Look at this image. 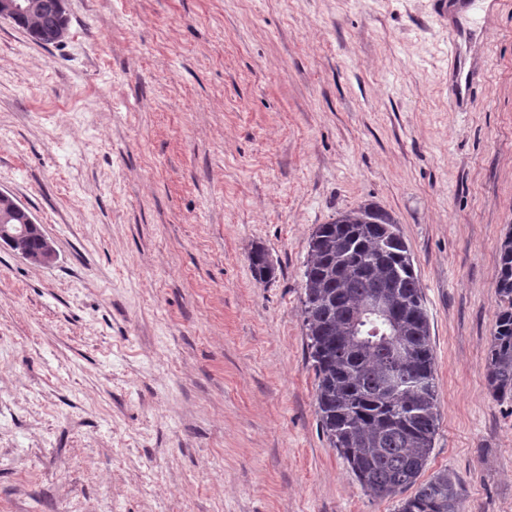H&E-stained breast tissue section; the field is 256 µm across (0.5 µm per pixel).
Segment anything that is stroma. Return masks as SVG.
I'll use <instances>...</instances> for the list:
<instances>
[{
	"mask_svg": "<svg viewBox=\"0 0 512 512\" xmlns=\"http://www.w3.org/2000/svg\"><path fill=\"white\" fill-rule=\"evenodd\" d=\"M492 2L462 23L444 0H68L49 47L0 22V190L58 252L0 246V512H397L320 429L301 316L312 232L368 203L429 315L426 471L461 512H512V400L486 381L512 230Z\"/></svg>",
	"mask_w": 512,
	"mask_h": 512,
	"instance_id": "35a3bbf8",
	"label": "stroma"
}]
</instances>
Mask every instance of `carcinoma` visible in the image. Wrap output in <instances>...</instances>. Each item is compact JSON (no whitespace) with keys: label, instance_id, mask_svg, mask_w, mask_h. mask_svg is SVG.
Here are the masks:
<instances>
[{"label":"carcinoma","instance_id":"carcinoma-1","mask_svg":"<svg viewBox=\"0 0 512 512\" xmlns=\"http://www.w3.org/2000/svg\"><path fill=\"white\" fill-rule=\"evenodd\" d=\"M256 279L272 275L263 249L250 255ZM303 324L316 380L322 433L360 485L378 498L401 499L397 512H460L462 489L441 470L420 481L438 429L435 353L420 281L395 218L364 204L318 225L309 241ZM499 312L487 354V384L512 399V231L500 244ZM370 298L390 309L391 336L351 322Z\"/></svg>","mask_w":512,"mask_h":512}]
</instances>
